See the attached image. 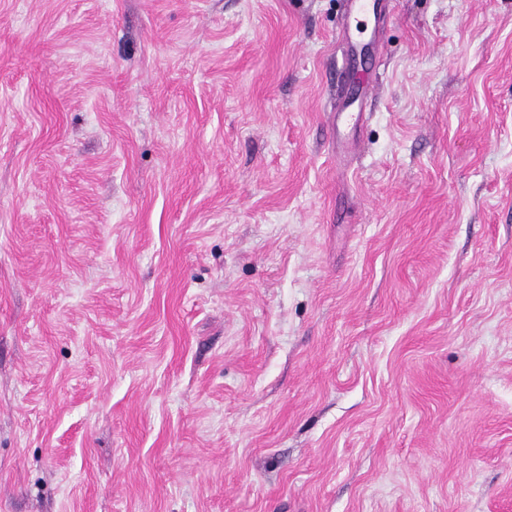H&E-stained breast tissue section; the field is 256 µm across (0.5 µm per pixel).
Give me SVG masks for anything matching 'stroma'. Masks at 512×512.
<instances>
[{
	"label": "stroma",
	"mask_w": 512,
	"mask_h": 512,
	"mask_svg": "<svg viewBox=\"0 0 512 512\" xmlns=\"http://www.w3.org/2000/svg\"><path fill=\"white\" fill-rule=\"evenodd\" d=\"M0 0V512H512V0ZM343 2L345 4L346 22L342 38L349 46V53L337 84L338 96L334 110L335 122L333 123V129L335 130L336 125V146L343 152H348L351 142L341 139V129L347 126L358 128L364 123L366 115L365 97L374 89V74L379 64L377 54L367 57L360 62V68H358L354 78V63L358 49L357 43L352 40L350 35V23L356 21V29L360 30L357 18L363 17L367 20L372 15L375 35L379 23L383 19L387 3L378 2L377 0H344Z\"/></svg>",
	"instance_id": "stroma-1"
}]
</instances>
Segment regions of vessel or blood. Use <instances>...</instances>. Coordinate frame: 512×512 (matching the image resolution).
<instances>
[{"label":"vessel or blood","mask_w":512,"mask_h":512,"mask_svg":"<svg viewBox=\"0 0 512 512\" xmlns=\"http://www.w3.org/2000/svg\"><path fill=\"white\" fill-rule=\"evenodd\" d=\"M345 18H373L381 21L386 8L384 0H344ZM357 47H350L348 57L340 72L337 84L338 96L335 107V125L360 127L365 120V98L374 89V74L379 64L378 55L358 59Z\"/></svg>","instance_id":"1"}]
</instances>
